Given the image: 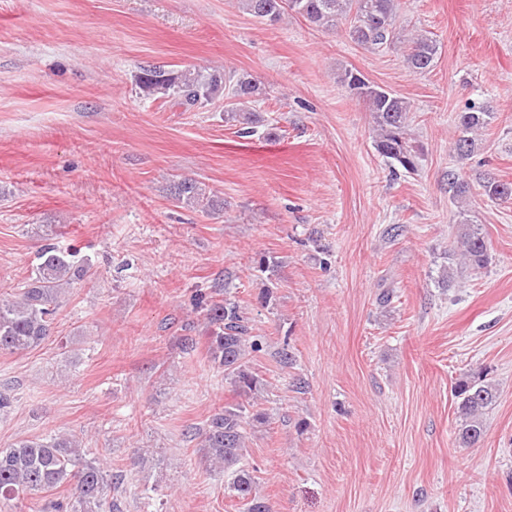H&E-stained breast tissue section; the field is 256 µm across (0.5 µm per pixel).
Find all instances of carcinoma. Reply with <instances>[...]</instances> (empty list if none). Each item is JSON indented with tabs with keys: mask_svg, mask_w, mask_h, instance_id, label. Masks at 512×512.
Returning <instances> with one entry per match:
<instances>
[{
	"mask_svg": "<svg viewBox=\"0 0 512 512\" xmlns=\"http://www.w3.org/2000/svg\"><path fill=\"white\" fill-rule=\"evenodd\" d=\"M245 13L275 23L288 12L310 25L335 31L347 25L346 33L355 43L379 49L405 43V62L415 74L429 71L435 64L439 45L420 34L405 39L395 22L399 0H237ZM139 88L161 94L174 106L204 107L226 92L237 106L224 110V119L243 125L250 135L260 122L257 113L244 108L265 95L260 83L242 74L235 76L214 69L210 72L165 69L147 66L137 76ZM338 83L352 96L364 101L371 113L377 150L404 170H416L419 148L408 133L410 104L405 98L372 84L359 71L344 69ZM491 113L469 108L457 114L460 135L455 152L465 159L477 149L474 133L488 125ZM448 187L455 198L467 197L470 187L458 172H448ZM483 194L491 200L512 199V182L486 177ZM178 203L205 211L216 210L222 202L192 178H183L170 187ZM457 249L448 253L438 282L447 288L464 272L487 267L489 247L482 228L464 220L457 224ZM90 274V265L72 250L48 243L38 251L36 264L22 286L10 298H0V352H19L40 346L53 333V321L61 306L65 288ZM195 310L208 319L212 331L209 352L235 401L224 404L205 424L194 429L201 439L204 455L212 468L232 476L229 490L245 501L246 512H270V506L256 488L244 463L248 435L268 423L259 400L265 391L264 379L251 365L252 355L266 348L265 337L252 334L249 317L232 296L214 302L206 296L195 299ZM497 385L488 373L478 371L459 378L454 386L456 440L465 448L479 446L485 436L484 415L497 398ZM116 477L90 456L73 435L47 434L0 448V501L18 503L26 496L65 486L68 495L51 500L43 512H120L118 496L112 493Z\"/></svg>",
	"mask_w": 512,
	"mask_h": 512,
	"instance_id": "1",
	"label": "carcinoma"
}]
</instances>
